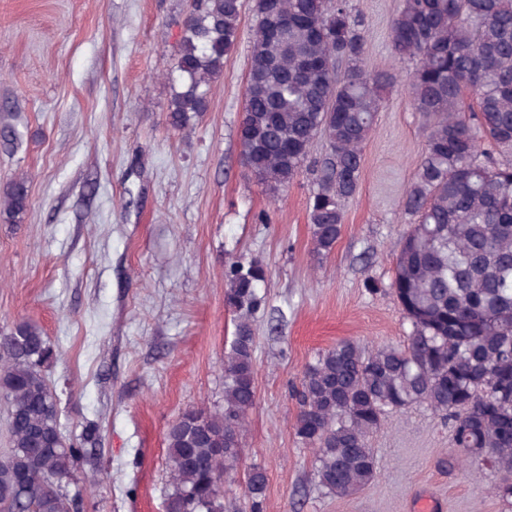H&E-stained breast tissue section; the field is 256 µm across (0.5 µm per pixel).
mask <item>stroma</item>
<instances>
[{
  "label": "stroma",
  "mask_w": 512,
  "mask_h": 512,
  "mask_svg": "<svg viewBox=\"0 0 512 512\" xmlns=\"http://www.w3.org/2000/svg\"><path fill=\"white\" fill-rule=\"evenodd\" d=\"M191 0H0V186L29 179L22 223H0V333L28 320L48 336L45 374L62 433L100 427L103 480L82 512H164L165 433L190 407L224 404L234 316L224 271L267 268L256 321L257 401L224 512H249L252 465L267 477L262 512H502L503 472L455 461L447 421L422 407L389 415L372 446L375 481L348 498L316 486L291 397L314 354L337 341L403 345L410 324L392 295L402 208L429 120L408 97L410 63L391 44L398 0H350L364 65L395 81L363 156L356 195L327 259L311 252L303 171L278 194L244 171L237 129L253 17L212 84L208 112L176 131L168 78Z\"/></svg>",
  "instance_id": "stroma-1"
}]
</instances>
